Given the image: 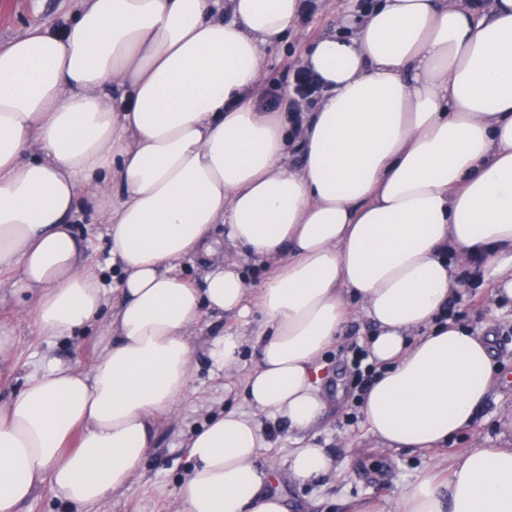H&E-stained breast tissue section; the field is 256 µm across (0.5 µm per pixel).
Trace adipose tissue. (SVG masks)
Listing matches in <instances>:
<instances>
[{
	"label": "adipose tissue",
	"instance_id": "adipose-tissue-1",
	"mask_svg": "<svg viewBox=\"0 0 512 512\" xmlns=\"http://www.w3.org/2000/svg\"><path fill=\"white\" fill-rule=\"evenodd\" d=\"M221 7L82 0L66 30L0 46V277L32 294L49 336L103 322L89 368L42 363L0 407V512L43 489L85 512L123 489L156 415L189 386L206 309L266 318L247 398L298 433L325 409L318 360L355 316L377 328L362 412L387 447H436L487 399V341L437 317L464 266L512 300V0H378L348 15L304 57L324 93L298 135L251 96L261 46L302 0H230L227 20ZM107 207L122 296L109 315L72 229ZM218 230L271 263L260 288L234 257L201 286L181 277L187 256L214 257ZM261 446L256 419L234 410L195 431L185 512H287L254 463ZM331 468L309 445L287 472L304 483ZM399 512H512V448L472 450L444 484L420 477Z\"/></svg>",
	"mask_w": 512,
	"mask_h": 512
}]
</instances>
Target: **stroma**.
I'll use <instances>...</instances> for the list:
<instances>
[{
	"label": "stroma",
	"instance_id": "1",
	"mask_svg": "<svg viewBox=\"0 0 512 512\" xmlns=\"http://www.w3.org/2000/svg\"><path fill=\"white\" fill-rule=\"evenodd\" d=\"M306 10L295 29L278 43L262 46L263 87L287 94L291 73L302 61L311 41L335 30L336 25L360 0H305ZM80 0H0V42L21 34L27 26L62 29L75 15ZM77 229L83 238L87 272L112 283V255L107 236V217L92 210L80 213ZM460 310L466 327L485 336L492 348L493 380L486 403L472 425L445 444L431 449L387 448L368 434L358 391L350 368V348L366 344L373 328L366 320H352L342 337L324 353V380L320 395L326 403L322 418L307 432L290 431L285 423L261 419L263 446L256 466L272 473L270 492L279 494L288 512H397L401 494L423 474L447 481L456 460L472 448L512 446V301L492 297L481 278L462 286ZM30 295L0 286V324L13 327L16 343L13 369L0 373V399L16 391L34 363L52 359L64 365L89 367L101 354L99 325H89L71 339L45 336L23 309ZM267 325L259 313L242 318L233 314L202 315L194 338L197 365L191 382L173 413L157 416L153 448L143 473L122 490L114 492L87 512H184L179 480L188 466L186 435L202 426L213 414L233 408L252 414L243 396L246 378L258 359ZM232 335L240 339L241 360L224 371H214L205 359L212 339ZM314 445L326 449L337 471L306 484L285 474L294 449Z\"/></svg>",
	"mask_w": 512,
	"mask_h": 512
}]
</instances>
